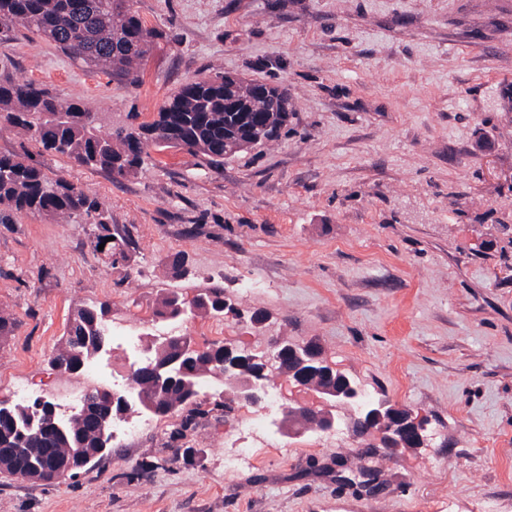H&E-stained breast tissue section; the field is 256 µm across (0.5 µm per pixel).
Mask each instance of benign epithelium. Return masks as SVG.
<instances>
[{
  "label": "benign epithelium",
  "mask_w": 512,
  "mask_h": 512,
  "mask_svg": "<svg viewBox=\"0 0 512 512\" xmlns=\"http://www.w3.org/2000/svg\"><path fill=\"white\" fill-rule=\"evenodd\" d=\"M207 357L217 365L214 376L227 385L235 386V398L240 403L253 407L261 406L269 393L274 376L268 369L274 363L288 361L289 381L297 388L310 391L320 401L317 406L301 403H288L285 413L292 417L298 412L312 414L317 419L314 431L331 432L339 424V416L333 412L337 405L354 406L359 416L356 423L384 434L389 448H418L424 443L425 422L397 405L387 402H374L366 398L362 389L336 365L322 357L318 349L311 345H293L286 338H277L271 343L269 353L259 356L238 347L215 345L195 347L186 340L168 363L151 359L134 366L130 370L127 389L110 391L112 401L128 403L139 388V383L147 379L160 391L168 390L175 384L192 387L187 377L192 375L190 366L199 358Z\"/></svg>",
  "instance_id": "7a95c632"
}]
</instances>
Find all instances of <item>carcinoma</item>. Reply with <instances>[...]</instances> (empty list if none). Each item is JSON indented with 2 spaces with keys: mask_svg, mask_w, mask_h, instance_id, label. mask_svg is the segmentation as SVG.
Instances as JSON below:
<instances>
[{
  "mask_svg": "<svg viewBox=\"0 0 512 512\" xmlns=\"http://www.w3.org/2000/svg\"><path fill=\"white\" fill-rule=\"evenodd\" d=\"M20 24L52 39L67 55L112 68V75L132 84L139 80L137 65L151 51L156 33L132 11L129 0H0V24ZM257 95L244 81L224 73L186 80L166 102L152 124L137 131L119 128L103 137L95 119L79 104L51 95L31 82L0 83V127L7 125L35 136L47 151L66 155L80 165L106 169L118 177L135 171L142 163L144 148H175L202 157L210 166L224 165V154L240 153L238 141L248 138L261 148L278 139L288 125L291 98L288 87L265 83ZM234 99L235 111L224 109V100ZM38 213L67 218H87L95 224V245L111 265L126 261V240L105 241L112 236L102 204L63 178L52 180L28 156L0 154V223L8 224L17 214ZM185 304L175 293L167 294L155 314L172 322L186 319ZM194 308L216 316L238 313L224 297V289L211 288L201 294ZM108 306L84 305L70 315L61 347L50 364L79 371L96 353V338L107 339L105 317ZM182 338L168 336L154 348L151 359L167 361ZM160 400L176 413L186 407L183 393L173 388L160 393L141 383L133 408ZM78 406L67 418L55 413V404L37 399L31 404L0 407V474L24 472L32 482L54 483L77 477L80 469L45 477L44 459L79 465L104 455L112 448V422L124 411L103 393L98 413H82Z\"/></svg>",
  "mask_w": 512,
  "mask_h": 512,
  "instance_id": "carcinoma-1",
  "label": "carcinoma"
}]
</instances>
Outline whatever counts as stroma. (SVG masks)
I'll return each mask as SVG.
<instances>
[{
  "mask_svg": "<svg viewBox=\"0 0 512 512\" xmlns=\"http://www.w3.org/2000/svg\"><path fill=\"white\" fill-rule=\"evenodd\" d=\"M158 37L129 84L49 38L0 26V81L92 112L102 132L151 123L186 79L234 72L286 84L293 111L270 147L213 168L149 148L118 177L0 130V154L96 197L128 261L94 225L22 214L0 224V402L17 387L58 402L50 359L71 312L105 303L113 333L150 348L161 298L222 288L242 318L194 311L202 347L318 344L371 399L427 418L419 448L341 433L244 438L248 405L219 381L181 415H141L136 442L76 478L0 476V512H512V0H132ZM188 273L176 275L175 255ZM264 326H253L252 313ZM250 459L229 466L239 443ZM377 476L369 491L345 470Z\"/></svg>",
  "mask_w": 512,
  "mask_h": 512,
  "instance_id": "35a3bbf8",
  "label": "stroma"
}]
</instances>
